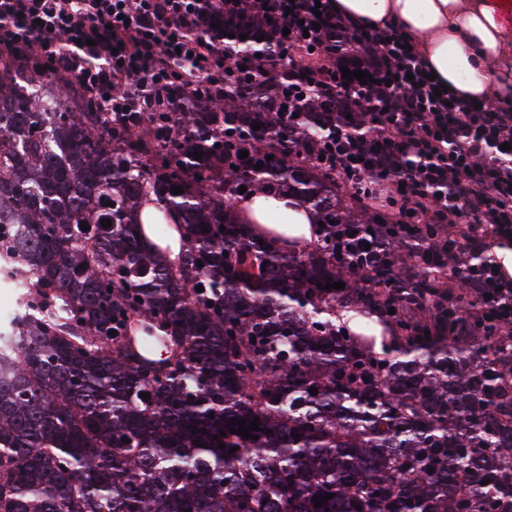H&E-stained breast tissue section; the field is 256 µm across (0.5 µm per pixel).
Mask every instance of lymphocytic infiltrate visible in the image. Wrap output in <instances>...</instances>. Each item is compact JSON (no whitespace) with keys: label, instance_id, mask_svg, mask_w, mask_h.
I'll return each instance as SVG.
<instances>
[{"label":"lymphocytic infiltrate","instance_id":"1","mask_svg":"<svg viewBox=\"0 0 512 512\" xmlns=\"http://www.w3.org/2000/svg\"><path fill=\"white\" fill-rule=\"evenodd\" d=\"M263 31L255 53L224 37L222 23ZM395 26L372 27L334 0H0V59L38 61L56 80L97 98L102 111L172 112L175 98L224 102V84L285 71L291 104L310 89H343V68L366 76L330 141L336 175L362 187L396 228L440 226L430 251L463 263L458 244L485 249L512 235V104L475 107L434 81ZM484 299L512 326V281L485 263L448 280Z\"/></svg>","mask_w":512,"mask_h":512}]
</instances>
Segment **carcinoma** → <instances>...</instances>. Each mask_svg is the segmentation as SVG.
<instances>
[{"label": "carcinoma", "instance_id": "1", "mask_svg": "<svg viewBox=\"0 0 512 512\" xmlns=\"http://www.w3.org/2000/svg\"><path fill=\"white\" fill-rule=\"evenodd\" d=\"M20 75L0 92V270L21 284L0 512H512V329L436 295L465 270L427 252L435 228L397 253L312 155L346 93L288 112L260 72L222 108L114 122ZM251 188L310 208L314 244L254 234L231 205Z\"/></svg>", "mask_w": 512, "mask_h": 512}]
</instances>
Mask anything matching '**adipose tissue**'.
<instances>
[{
  "label": "adipose tissue",
  "mask_w": 512,
  "mask_h": 512,
  "mask_svg": "<svg viewBox=\"0 0 512 512\" xmlns=\"http://www.w3.org/2000/svg\"><path fill=\"white\" fill-rule=\"evenodd\" d=\"M336 6L366 25L400 26L423 66L465 99H512V0H336ZM233 207L262 232L272 227L270 212L286 211L283 234L293 249L316 239L314 216L287 200L256 194L234 200Z\"/></svg>",
  "instance_id": "obj_1"
}]
</instances>
